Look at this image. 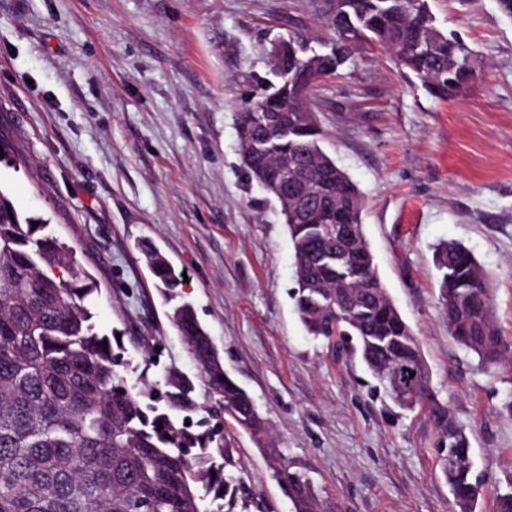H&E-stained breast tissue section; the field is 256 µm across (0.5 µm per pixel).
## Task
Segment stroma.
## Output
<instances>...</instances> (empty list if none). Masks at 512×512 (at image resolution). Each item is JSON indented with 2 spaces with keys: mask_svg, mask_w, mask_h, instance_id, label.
Returning <instances> with one entry per match:
<instances>
[{
  "mask_svg": "<svg viewBox=\"0 0 512 512\" xmlns=\"http://www.w3.org/2000/svg\"><path fill=\"white\" fill-rule=\"evenodd\" d=\"M428 4L474 54L468 89L435 98L391 52L364 45L312 103L324 150L362 195L379 276L432 392L467 430L476 512H495L512 490V369L479 367L449 336L435 249L472 251L512 345V8ZM291 32L327 51L323 0H0V188L76 247L100 288L96 331L121 334L124 359L150 358L151 379L195 365L143 242L187 274L176 302L194 307L292 469L342 512H454L426 410L400 408L359 358L307 333L288 229L243 165L239 102ZM213 424L234 445L247 512H293L252 437Z\"/></svg>",
  "mask_w": 512,
  "mask_h": 512,
  "instance_id": "obj_1",
  "label": "stroma"
}]
</instances>
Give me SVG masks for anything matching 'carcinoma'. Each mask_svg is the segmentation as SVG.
Instances as JSON below:
<instances>
[{"mask_svg":"<svg viewBox=\"0 0 512 512\" xmlns=\"http://www.w3.org/2000/svg\"><path fill=\"white\" fill-rule=\"evenodd\" d=\"M332 33L316 79L308 58L288 60V75L271 64L273 79L238 113L237 134L248 174L285 159L312 165L315 177L307 214L286 222L293 248V298L308 332L338 336L401 407L429 403V417L447 444L441 474L457 512H475L472 449L466 428L434 397L421 347L382 285L364 233L362 196L322 149L323 131L309 105L314 87L355 62L359 44L391 51L434 97L448 99L474 80L472 52L457 36L433 24L427 0H324ZM268 135L259 157L243 135ZM356 225L350 246L319 237L316 225L338 219ZM0 189V512H240L247 498L232 465L230 445L188 414L224 411L248 431L288 485L294 512H336L303 472L292 471L270 437L250 394L224 371L222 356L193 308L177 307L172 320L195 362V378L171 369L160 388L142 372L122 375L126 362L112 337L94 331L91 307L99 288L76 259V249L32 227ZM141 254L163 288L181 278L148 246ZM438 304L448 334L473 352L483 367L508 360L494 323L487 278L474 254L442 242ZM414 373L398 390L396 372ZM205 402L196 399V384Z\"/></svg>","mask_w":512,"mask_h":512,"instance_id":"obj_1","label":"carcinoma"}]
</instances>
